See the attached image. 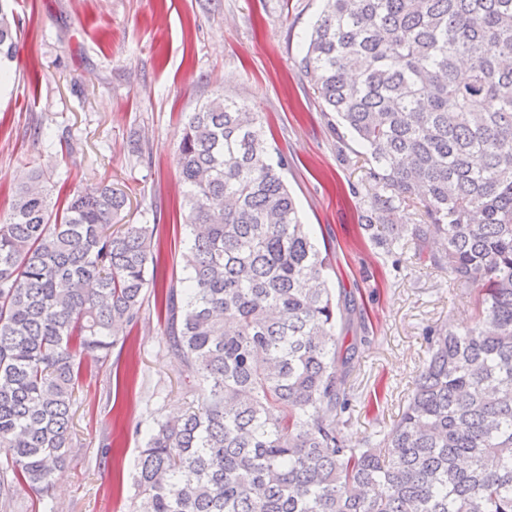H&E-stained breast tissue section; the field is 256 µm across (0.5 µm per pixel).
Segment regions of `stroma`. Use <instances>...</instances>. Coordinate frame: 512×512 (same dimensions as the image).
Returning a JSON list of instances; mask_svg holds the SVG:
<instances>
[{"label": "stroma", "instance_id": "stroma-1", "mask_svg": "<svg viewBox=\"0 0 512 512\" xmlns=\"http://www.w3.org/2000/svg\"><path fill=\"white\" fill-rule=\"evenodd\" d=\"M322 0H10L17 54L0 81V221L31 170L51 195L124 193L123 224H150L160 274L181 275L186 210L178 144L191 112L219 95L246 101L273 128L303 223L328 253L329 285L350 305L337 336L356 346L352 441L402 410L427 358V327L471 324L473 297L411 243L386 251L362 225L373 190L360 143L304 78L300 48ZM122 349L81 358L74 440L49 499L12 512H129L131 474L149 428L194 395L146 299Z\"/></svg>", "mask_w": 512, "mask_h": 512}]
</instances>
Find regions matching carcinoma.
<instances>
[{
	"mask_svg": "<svg viewBox=\"0 0 512 512\" xmlns=\"http://www.w3.org/2000/svg\"><path fill=\"white\" fill-rule=\"evenodd\" d=\"M300 68L365 149L366 227L420 204L386 246L447 265L474 322L429 329L398 418L352 442L354 346L336 336L328 255L259 113L217 96L179 144L184 278L158 280L149 225L113 229L126 199L111 186L54 202L37 172L16 190L0 222V509L48 496L77 357L124 344L150 291L198 398L148 431L132 512H512V0H324Z\"/></svg>",
	"mask_w": 512,
	"mask_h": 512,
	"instance_id": "carcinoma-1",
	"label": "carcinoma"
}]
</instances>
